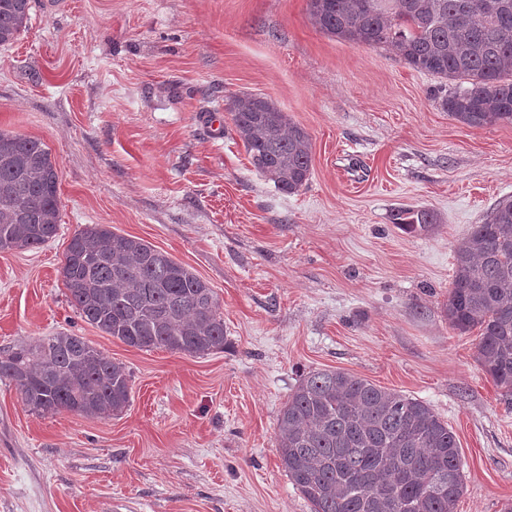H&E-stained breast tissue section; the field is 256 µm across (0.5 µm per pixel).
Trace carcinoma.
I'll use <instances>...</instances> for the list:
<instances>
[{"label":"carcinoma","mask_w":512,"mask_h":512,"mask_svg":"<svg viewBox=\"0 0 512 512\" xmlns=\"http://www.w3.org/2000/svg\"><path fill=\"white\" fill-rule=\"evenodd\" d=\"M32 0H0V46L14 42ZM312 24L353 44L385 45L410 68L454 82L442 105L469 127L512 123V0H308ZM227 110L249 163L284 193L307 184L309 134L263 97ZM407 234L434 225L401 209ZM58 172L38 139L0 131V250L37 249L59 230ZM444 312L448 326L478 330L476 361L512 400V196L455 246ZM71 305L109 336L140 349L204 356L224 349L212 288L166 252L91 224L71 239L62 267ZM38 416L66 410L109 417L130 401L123 364L84 338L59 334L0 356ZM282 468L313 512H455L463 494L454 432L427 403L341 370H313L277 418Z\"/></svg>","instance_id":"carcinoma-1"}]
</instances>
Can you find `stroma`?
I'll return each mask as SVG.
<instances>
[{"instance_id":"obj_1","label":"stroma","mask_w":512,"mask_h":512,"mask_svg":"<svg viewBox=\"0 0 512 512\" xmlns=\"http://www.w3.org/2000/svg\"><path fill=\"white\" fill-rule=\"evenodd\" d=\"M444 79L315 28L308 0H33L0 47V131L38 139L61 224L0 250V352L61 333L122 363V413L43 417L0 380V512H311L279 459L303 375L339 369L428 403L452 428L456 512L512 505V403L443 305L454 247L512 195V124L472 128ZM273 101L312 139L297 193L256 173L226 109ZM401 208L431 211L407 234ZM108 224L213 289L224 350L107 336L61 275L75 231ZM434 215L428 210H397L393 215V224L407 234L428 231L434 225Z\"/></svg>"}]
</instances>
